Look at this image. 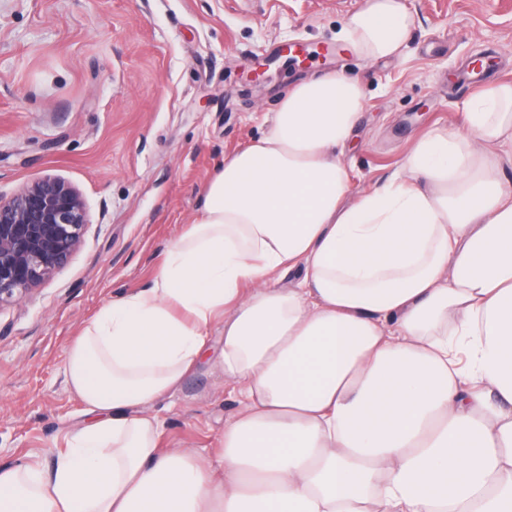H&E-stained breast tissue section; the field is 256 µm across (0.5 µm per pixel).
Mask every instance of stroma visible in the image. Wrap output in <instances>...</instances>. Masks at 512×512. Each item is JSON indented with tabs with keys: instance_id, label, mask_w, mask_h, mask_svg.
<instances>
[{
	"instance_id": "stroma-1",
	"label": "stroma",
	"mask_w": 512,
	"mask_h": 512,
	"mask_svg": "<svg viewBox=\"0 0 512 512\" xmlns=\"http://www.w3.org/2000/svg\"><path fill=\"white\" fill-rule=\"evenodd\" d=\"M363 0H0V191L50 174L90 225L71 260L0 312V466H50L83 421L65 380L69 342L122 294L149 287L225 154L266 128L299 82L358 78L349 200L402 167L414 139L451 125L476 84L512 80V0H405L400 57L343 38ZM311 52L278 57L286 43ZM239 397L214 363L155 402L166 448L208 456Z\"/></svg>"
}]
</instances>
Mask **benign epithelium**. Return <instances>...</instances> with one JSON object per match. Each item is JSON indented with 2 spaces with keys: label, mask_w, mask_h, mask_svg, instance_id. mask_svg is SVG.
Listing matches in <instances>:
<instances>
[{
  "label": "benign epithelium",
  "mask_w": 512,
  "mask_h": 512,
  "mask_svg": "<svg viewBox=\"0 0 512 512\" xmlns=\"http://www.w3.org/2000/svg\"><path fill=\"white\" fill-rule=\"evenodd\" d=\"M87 225L83 197L59 177L0 192V311L50 280L76 252Z\"/></svg>",
  "instance_id": "benign-epithelium-1"
}]
</instances>
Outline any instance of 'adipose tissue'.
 Here are the masks:
<instances>
[{
  "instance_id": "ef3b65f1",
  "label": "adipose tissue",
  "mask_w": 512,
  "mask_h": 512,
  "mask_svg": "<svg viewBox=\"0 0 512 512\" xmlns=\"http://www.w3.org/2000/svg\"><path fill=\"white\" fill-rule=\"evenodd\" d=\"M412 25L404 0H365L344 35L395 58ZM364 100L342 75L303 81L216 165L151 286L70 343L86 419L50 468L0 467V512H512V188L495 151L512 81L352 202ZM211 358L241 404L220 448L160 447L149 405Z\"/></svg>"
}]
</instances>
